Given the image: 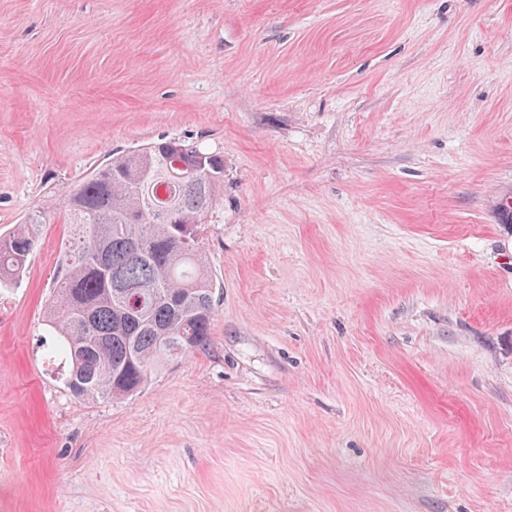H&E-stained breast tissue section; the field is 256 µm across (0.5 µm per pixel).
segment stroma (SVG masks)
<instances>
[{
    "mask_svg": "<svg viewBox=\"0 0 512 512\" xmlns=\"http://www.w3.org/2000/svg\"><path fill=\"white\" fill-rule=\"evenodd\" d=\"M224 157L210 343L74 398L61 197ZM512 0H0V512H512ZM24 223L16 233L0 236V285L16 278L24 268L47 223L45 211H33Z\"/></svg>",
    "mask_w": 512,
    "mask_h": 512,
    "instance_id": "stroma-1",
    "label": "stroma"
}]
</instances>
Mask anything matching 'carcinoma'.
Instances as JSON below:
<instances>
[{
  "mask_svg": "<svg viewBox=\"0 0 512 512\" xmlns=\"http://www.w3.org/2000/svg\"><path fill=\"white\" fill-rule=\"evenodd\" d=\"M223 188L222 155L164 141L111 157L66 191L72 231L48 322L74 397H126L209 345L214 283L200 233ZM46 223L35 210L0 236V285L19 275Z\"/></svg>",
  "mask_w": 512,
  "mask_h": 512,
  "instance_id": "obj_1",
  "label": "carcinoma"
}]
</instances>
